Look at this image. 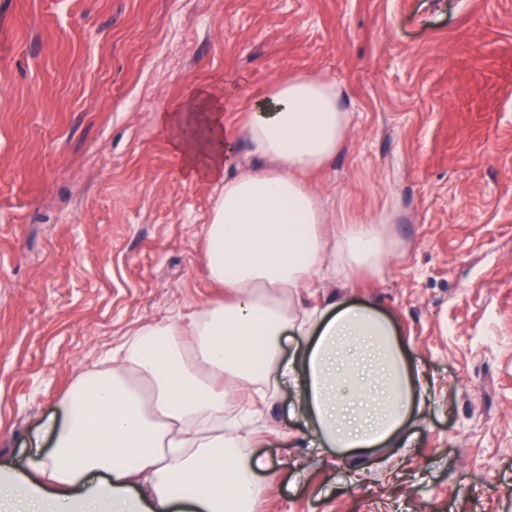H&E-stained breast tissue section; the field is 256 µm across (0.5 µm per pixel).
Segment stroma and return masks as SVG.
Instances as JSON below:
<instances>
[{
    "instance_id": "1",
    "label": "stroma",
    "mask_w": 512,
    "mask_h": 512,
    "mask_svg": "<svg viewBox=\"0 0 512 512\" xmlns=\"http://www.w3.org/2000/svg\"><path fill=\"white\" fill-rule=\"evenodd\" d=\"M333 80L352 132L312 178L386 217L383 270L319 283L386 314L431 384L376 468L331 457L283 392L260 408L257 512H512V0H0V473L48 452L79 373L224 291L156 120L198 84Z\"/></svg>"
}]
</instances>
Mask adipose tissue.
<instances>
[{"instance_id": "ef3b65f1", "label": "adipose tissue", "mask_w": 512, "mask_h": 512, "mask_svg": "<svg viewBox=\"0 0 512 512\" xmlns=\"http://www.w3.org/2000/svg\"><path fill=\"white\" fill-rule=\"evenodd\" d=\"M225 95L197 86L156 124L181 177L224 186L204 241L223 300L139 328L121 356L83 371L45 426L50 450L0 479V512H254L264 463L243 424L225 435L224 409L229 393L268 381L293 389L318 447L363 459L402 443L419 377L390 319L345 300L302 305L322 267L350 277L395 256L378 219L320 231L330 216L304 177L348 139L335 82L250 88L243 140L268 166L235 178Z\"/></svg>"}]
</instances>
